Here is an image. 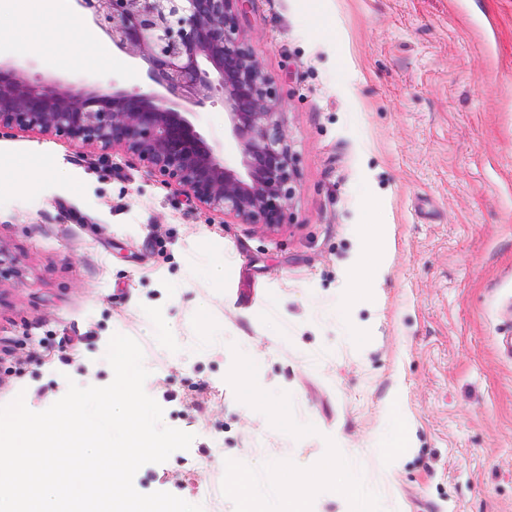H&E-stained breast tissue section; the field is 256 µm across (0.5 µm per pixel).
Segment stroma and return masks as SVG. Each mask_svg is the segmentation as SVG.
Masks as SVG:
<instances>
[{
	"label": "stroma",
	"mask_w": 512,
	"mask_h": 512,
	"mask_svg": "<svg viewBox=\"0 0 512 512\" xmlns=\"http://www.w3.org/2000/svg\"><path fill=\"white\" fill-rule=\"evenodd\" d=\"M76 23L75 46L48 25L31 33L45 55L15 63L48 78L102 39ZM239 25L280 93L288 222L224 221L121 154L1 128L0 373L16 384L0 401L39 412L69 383L110 384L118 332L164 425L194 436L163 469L205 475L221 512L239 510V463L274 487L315 482L328 457L380 512H512V0H249ZM144 70L122 54L58 76L146 92ZM195 124L238 159L221 102ZM370 224L389 247L347 307ZM204 314L220 335L201 336ZM392 395L414 436L395 460L378 433Z\"/></svg>",
	"instance_id": "stroma-1"
}]
</instances>
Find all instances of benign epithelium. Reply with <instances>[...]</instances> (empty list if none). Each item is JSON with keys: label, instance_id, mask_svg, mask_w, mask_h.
<instances>
[{"label": "benign epithelium", "instance_id": "benign-epithelium-1", "mask_svg": "<svg viewBox=\"0 0 512 512\" xmlns=\"http://www.w3.org/2000/svg\"><path fill=\"white\" fill-rule=\"evenodd\" d=\"M243 0H78L157 90L31 80L0 60V128L120 151L201 210L266 231L286 220L295 170L279 92L239 33ZM220 98L240 157H219L192 106Z\"/></svg>", "mask_w": 512, "mask_h": 512}]
</instances>
